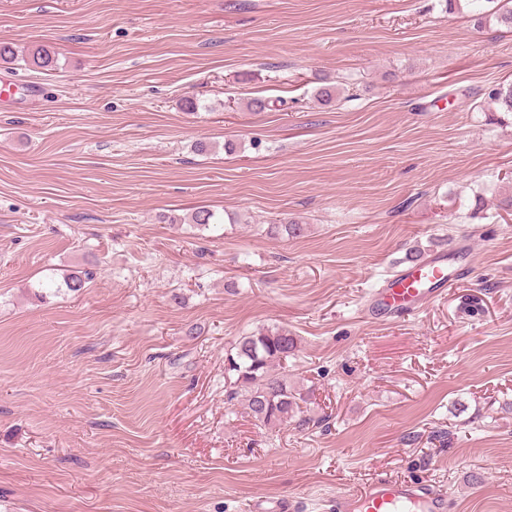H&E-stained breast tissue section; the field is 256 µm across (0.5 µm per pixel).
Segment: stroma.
Masks as SVG:
<instances>
[{
	"mask_svg": "<svg viewBox=\"0 0 512 512\" xmlns=\"http://www.w3.org/2000/svg\"><path fill=\"white\" fill-rule=\"evenodd\" d=\"M0 43L56 59L0 63V512H326L385 474L512 512V32L444 0H0ZM413 246L463 281L374 318ZM272 328L302 427L235 396ZM249 507L250 512H297L300 509L298 501L288 496L271 501H253Z\"/></svg>",
	"mask_w": 512,
	"mask_h": 512,
	"instance_id": "stroma-1",
	"label": "stroma"
}]
</instances>
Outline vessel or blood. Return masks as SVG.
<instances>
[{"label":"vessel or blood","mask_w":512,"mask_h":512,"mask_svg":"<svg viewBox=\"0 0 512 512\" xmlns=\"http://www.w3.org/2000/svg\"><path fill=\"white\" fill-rule=\"evenodd\" d=\"M462 271H449L448 254L440 251L424 262L403 270L372 295L370 309L382 318H407L453 288ZM451 512L447 495L427 478L401 479L381 476L364 486L337 494L331 512Z\"/></svg>","instance_id":"b4317fda"}]
</instances>
